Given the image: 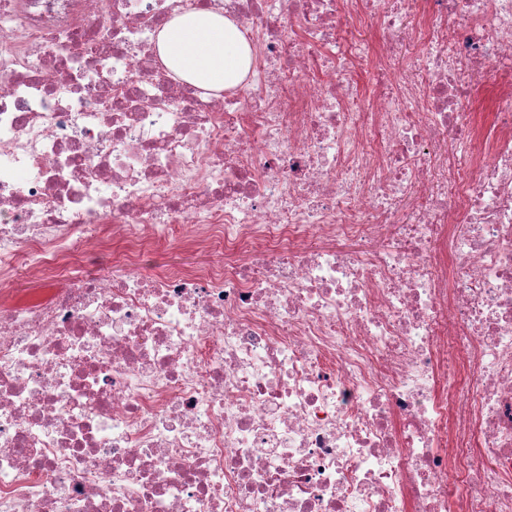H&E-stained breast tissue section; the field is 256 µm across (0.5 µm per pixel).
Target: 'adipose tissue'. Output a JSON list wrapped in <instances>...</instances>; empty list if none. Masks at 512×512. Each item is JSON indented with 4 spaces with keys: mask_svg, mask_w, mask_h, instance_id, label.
<instances>
[{
    "mask_svg": "<svg viewBox=\"0 0 512 512\" xmlns=\"http://www.w3.org/2000/svg\"><path fill=\"white\" fill-rule=\"evenodd\" d=\"M159 51L179 78L216 91L237 85L251 63L236 24L206 10L192 9L167 23L159 34Z\"/></svg>",
    "mask_w": 512,
    "mask_h": 512,
    "instance_id": "obj_1",
    "label": "adipose tissue"
}]
</instances>
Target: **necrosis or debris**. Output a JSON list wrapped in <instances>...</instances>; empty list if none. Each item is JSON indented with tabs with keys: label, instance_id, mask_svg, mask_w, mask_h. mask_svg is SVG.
<instances>
[{
	"label": "necrosis or debris",
	"instance_id": "1",
	"mask_svg": "<svg viewBox=\"0 0 512 512\" xmlns=\"http://www.w3.org/2000/svg\"><path fill=\"white\" fill-rule=\"evenodd\" d=\"M0 512H512V0H0ZM159 51L179 78L216 91L237 85L251 63L236 24L206 10L191 9L167 23L159 34ZM361 38L366 44L367 52L358 68V91L362 95H366L371 87V75L378 65L375 50L378 44V32L370 23L366 28L360 29ZM491 92L492 87L488 78L477 82L473 87L471 99L464 107V112H488ZM220 259L218 253H208L184 249L181 246L165 245L151 252L139 269L142 273H152L163 267L173 269L181 266H203ZM12 298L18 302H28L33 300H44L47 298L43 288H51L38 284L29 279L26 275L20 274L12 284Z\"/></svg>",
	"mask_w": 512,
	"mask_h": 512
}]
</instances>
